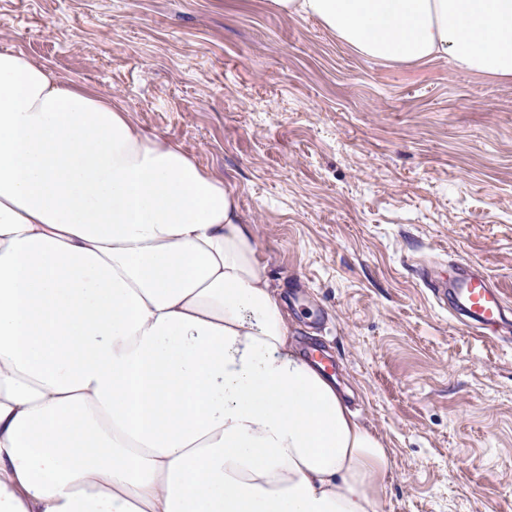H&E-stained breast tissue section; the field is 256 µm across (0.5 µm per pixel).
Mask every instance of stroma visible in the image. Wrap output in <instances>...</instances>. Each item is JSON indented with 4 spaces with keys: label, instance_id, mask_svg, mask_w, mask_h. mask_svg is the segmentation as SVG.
<instances>
[{
    "label": "stroma",
    "instance_id": "35a3bbf8",
    "mask_svg": "<svg viewBox=\"0 0 512 512\" xmlns=\"http://www.w3.org/2000/svg\"><path fill=\"white\" fill-rule=\"evenodd\" d=\"M0 49L122 104L225 180L300 347L391 458L383 512H512V338L464 334L415 267L512 299V84L368 60L269 0H0Z\"/></svg>",
    "mask_w": 512,
    "mask_h": 512
}]
</instances>
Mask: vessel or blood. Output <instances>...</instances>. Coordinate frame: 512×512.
I'll return each instance as SVG.
<instances>
[{"mask_svg":"<svg viewBox=\"0 0 512 512\" xmlns=\"http://www.w3.org/2000/svg\"><path fill=\"white\" fill-rule=\"evenodd\" d=\"M429 288L437 302L447 305L451 317L467 334L484 339L499 337L512 302L478 265L458 261L447 281L430 280Z\"/></svg>","mask_w":512,"mask_h":512,"instance_id":"b4317fda","label":"vessel or blood"}]
</instances>
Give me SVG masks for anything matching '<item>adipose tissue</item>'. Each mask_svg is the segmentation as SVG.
Instances as JSON below:
<instances>
[{
    "label": "adipose tissue",
    "instance_id": "ef3b65f1",
    "mask_svg": "<svg viewBox=\"0 0 512 512\" xmlns=\"http://www.w3.org/2000/svg\"><path fill=\"white\" fill-rule=\"evenodd\" d=\"M358 55L512 83V0H270ZM235 192L0 50V512H382Z\"/></svg>",
    "mask_w": 512,
    "mask_h": 512
}]
</instances>
